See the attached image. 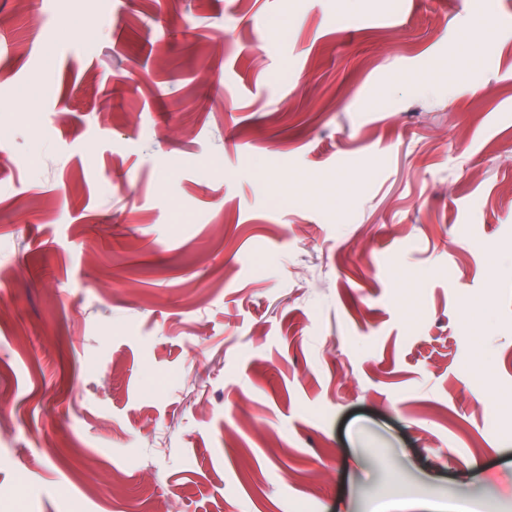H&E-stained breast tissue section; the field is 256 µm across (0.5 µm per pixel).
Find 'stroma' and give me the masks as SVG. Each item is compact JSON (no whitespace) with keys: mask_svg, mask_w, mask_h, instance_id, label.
Segmentation results:
<instances>
[{"mask_svg":"<svg viewBox=\"0 0 512 512\" xmlns=\"http://www.w3.org/2000/svg\"><path fill=\"white\" fill-rule=\"evenodd\" d=\"M0 41V512H512V0Z\"/></svg>","mask_w":512,"mask_h":512,"instance_id":"1","label":"stroma"}]
</instances>
